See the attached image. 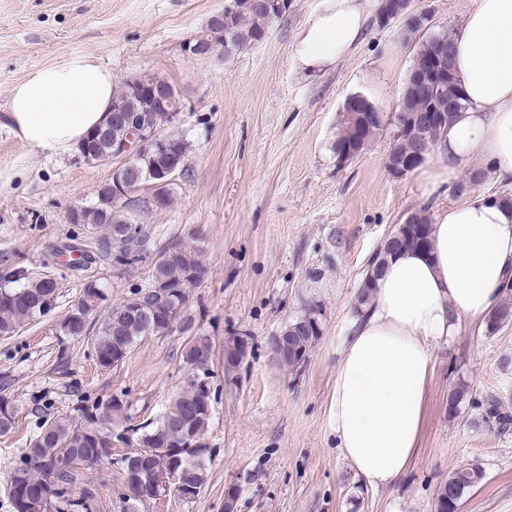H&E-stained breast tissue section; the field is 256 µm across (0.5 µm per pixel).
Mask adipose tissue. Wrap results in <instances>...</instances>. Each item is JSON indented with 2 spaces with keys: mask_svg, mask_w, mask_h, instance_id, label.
I'll list each match as a JSON object with an SVG mask.
<instances>
[{
  "mask_svg": "<svg viewBox=\"0 0 512 512\" xmlns=\"http://www.w3.org/2000/svg\"><path fill=\"white\" fill-rule=\"evenodd\" d=\"M375 0H327L292 51L299 68L339 63L362 41ZM453 62L469 106L444 133L443 165L429 192L484 162L512 179V0H471L452 32ZM116 85L93 55L29 73L11 89L9 121L32 148L68 151L103 127ZM512 281V211L484 195L444 207L429 250L392 255L366 315L353 325L336 369L329 422L341 456L364 486L393 484L408 469L421 430L434 347L462 320H481Z\"/></svg>",
  "mask_w": 512,
  "mask_h": 512,
  "instance_id": "1",
  "label": "adipose tissue"
}]
</instances>
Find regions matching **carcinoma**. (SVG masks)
<instances>
[{
	"label": "carcinoma",
	"instance_id": "carcinoma-1",
	"mask_svg": "<svg viewBox=\"0 0 512 512\" xmlns=\"http://www.w3.org/2000/svg\"><path fill=\"white\" fill-rule=\"evenodd\" d=\"M260 2L235 0L233 9L224 12V30L241 34L224 56L255 45L257 38L269 29L273 19L259 6ZM409 34L418 37L414 73L438 54L440 45L453 52L451 36L446 32H426L419 36L411 30ZM401 103L409 114L422 111L428 104L422 85L412 76ZM383 127L385 122L379 120L365 136L358 137L351 119L343 116L332 145L334 153H339L348 143L353 145L354 152L362 153ZM126 136V128L110 125L104 133H94L92 152L110 157L112 141ZM162 136L159 155L155 159H144L143 166L185 160L189 142L184 133L172 127L162 131ZM74 223L90 230L102 228L112 240H120L123 250L114 255L117 263L130 267L143 261L142 253L133 247L141 236V228L126 208L112 202V188H101L94 201L76 207ZM174 249L175 252L151 263L148 285L162 288L164 294L160 297L150 292L144 294L140 288L133 291L135 295L142 294L146 303L144 315L131 311L122 301L93 320L96 308L107 301L108 292L95 280L82 283L79 296L60 322V328L68 336L90 339L93 356L101 369L112 368L148 336H167L177 332L180 324H193L194 307L199 303L194 289L208 276V268L201 258L200 248L176 242ZM380 271L375 263L369 264L355 302L359 316L367 312ZM59 297L55 278L18 269L10 281L0 285V336L10 337L22 324L49 315L57 308ZM305 316L303 311L283 325L288 335L295 338L297 348L295 354L283 360L282 365L286 367L297 364L299 357L307 355L318 340L316 336L301 334L300 324ZM511 320L512 303L504 300L486 317V332L491 334ZM210 354V339L198 333L195 338L186 340L182 362L191 374L209 362ZM189 380V376L185 377L183 385L171 394L165 409L150 423V428L122 440L125 452L119 454V461L125 463L133 448L144 457L148 471L154 472L169 467L175 458L185 482L197 490L206 481L210 449L177 448L175 444L186 438L205 441L213 403L199 400ZM127 419V406L114 396L81 406L73 416H39V431L22 449L20 463L13 467L7 479L6 491L13 512H88L92 489L85 488L76 496L74 487L83 471L112 459V428L123 425ZM15 425V406L9 397L0 395V436L11 434ZM156 448H171L173 452L163 457L154 452ZM484 477V471L477 465L453 470L436 496L435 512H458L464 495L481 484Z\"/></svg>",
	"mask_w": 512,
	"mask_h": 512
}]
</instances>
